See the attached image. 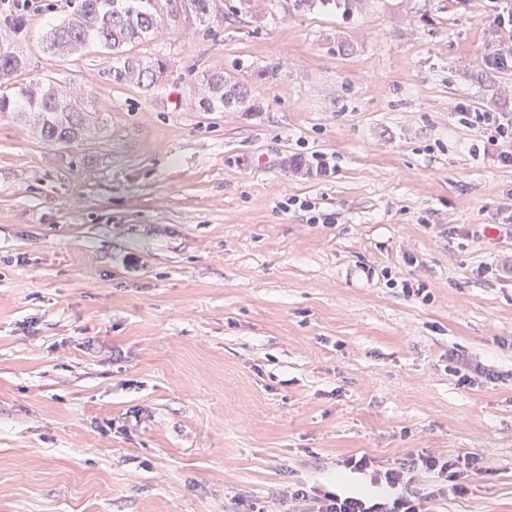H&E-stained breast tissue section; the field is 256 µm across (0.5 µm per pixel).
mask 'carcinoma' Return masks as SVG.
Returning a JSON list of instances; mask_svg holds the SVG:
<instances>
[{
    "label": "carcinoma",
    "mask_w": 512,
    "mask_h": 512,
    "mask_svg": "<svg viewBox=\"0 0 512 512\" xmlns=\"http://www.w3.org/2000/svg\"><path fill=\"white\" fill-rule=\"evenodd\" d=\"M158 25L151 0H78L70 16L51 29L46 48L57 55H69L94 42L119 54L127 44L151 36ZM19 68V56L0 48V114L31 118L34 128L48 142L63 138L72 141L87 134V115L74 90L53 81L10 82ZM165 69L161 62L125 58L113 67L111 76L116 83L149 87ZM206 87L207 95L199 100V106L210 111L223 107L234 90L247 96V91L227 82L221 74L207 77Z\"/></svg>",
    "instance_id": "obj_1"
}]
</instances>
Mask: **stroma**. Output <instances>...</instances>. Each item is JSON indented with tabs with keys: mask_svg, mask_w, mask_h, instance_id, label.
<instances>
[{
	"mask_svg": "<svg viewBox=\"0 0 512 512\" xmlns=\"http://www.w3.org/2000/svg\"><path fill=\"white\" fill-rule=\"evenodd\" d=\"M76 3L0 16L18 81L80 88L91 122L0 115V512H286L368 487L349 456L465 452L466 494L409 491L512 512V276L476 274L512 258V165L458 114L512 113L492 0H153L124 48L165 63L147 89L46 50ZM214 73L246 102L195 107ZM318 154L327 178L288 167Z\"/></svg>",
	"mask_w": 512,
	"mask_h": 512,
	"instance_id": "1",
	"label": "stroma"
}]
</instances>
